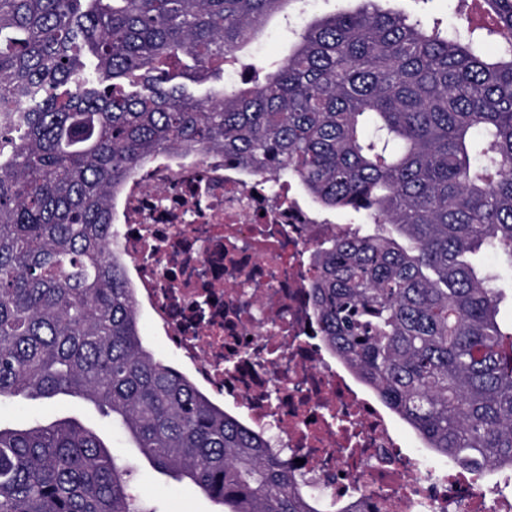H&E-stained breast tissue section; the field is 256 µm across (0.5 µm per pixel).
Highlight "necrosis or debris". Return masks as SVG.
<instances>
[{"label":"necrosis or debris","instance_id":"obj_1","mask_svg":"<svg viewBox=\"0 0 512 512\" xmlns=\"http://www.w3.org/2000/svg\"><path fill=\"white\" fill-rule=\"evenodd\" d=\"M115 212L137 302L197 387L299 460L318 490L368 512H508L453 463L436 477L423 455H404L390 410L318 341L307 253L326 230L301 189L220 152L169 154Z\"/></svg>","mask_w":512,"mask_h":512}]
</instances>
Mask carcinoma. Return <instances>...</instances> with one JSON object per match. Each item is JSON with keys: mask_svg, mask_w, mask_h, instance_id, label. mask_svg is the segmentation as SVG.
<instances>
[{"mask_svg": "<svg viewBox=\"0 0 512 512\" xmlns=\"http://www.w3.org/2000/svg\"><path fill=\"white\" fill-rule=\"evenodd\" d=\"M288 56L224 62L305 0H0V399H89L224 512H326L269 439L144 346L112 203L161 154L222 151L360 227L317 241L324 345L438 455L512 470V0L455 21L360 0ZM496 45V53L486 45ZM75 419L0 428V512H156Z\"/></svg>", "mask_w": 512, "mask_h": 512, "instance_id": "cac0c4a2", "label": "carcinoma"}]
</instances>
